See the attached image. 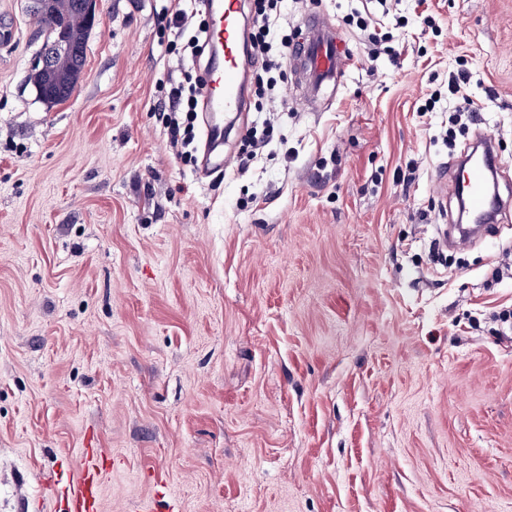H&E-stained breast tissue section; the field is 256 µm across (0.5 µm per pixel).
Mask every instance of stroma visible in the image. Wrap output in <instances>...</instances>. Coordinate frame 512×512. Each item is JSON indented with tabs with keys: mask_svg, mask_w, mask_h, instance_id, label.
<instances>
[{
	"mask_svg": "<svg viewBox=\"0 0 512 512\" xmlns=\"http://www.w3.org/2000/svg\"><path fill=\"white\" fill-rule=\"evenodd\" d=\"M173 6L99 0L50 105L32 0H0V512H51L88 442L116 462L101 512L161 489L181 512H512V209L438 243L469 139L512 180V0H280L278 36L321 13L354 63L311 108L286 69L214 174L205 134L181 158L150 110ZM461 68L462 128L429 102ZM274 113L273 117L265 118L262 123V130L258 133L257 127L252 128L244 138V145L239 164L238 170L241 173H245L250 168L251 164L258 159L263 153L264 148L268 144V139L274 131Z\"/></svg>",
	"mask_w": 512,
	"mask_h": 512,
	"instance_id": "35a3bbf8",
	"label": "stroma"
}]
</instances>
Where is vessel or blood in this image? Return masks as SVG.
<instances>
[{
	"instance_id": "1",
	"label": "vessel or blood",
	"mask_w": 512,
	"mask_h": 512,
	"mask_svg": "<svg viewBox=\"0 0 512 512\" xmlns=\"http://www.w3.org/2000/svg\"><path fill=\"white\" fill-rule=\"evenodd\" d=\"M208 21V60L204 74L203 109L206 144L217 149L224 143V117L248 109L246 74L249 68L245 42V0H200ZM306 35L293 43L288 53L289 65L303 66L307 75L305 96H318L324 85L335 83L354 62L347 39L330 28L323 16L307 15ZM469 167L456 171L452 179L455 196L464 197L471 216L477 218L476 230L459 225L450 237L451 245L468 243L475 232L487 230L496 222L505 202L493 193L491 180L499 173L501 162L495 151L464 154ZM83 463L69 485L67 512H99L100 491L109 468L107 454L99 448L81 449Z\"/></svg>"
}]
</instances>
